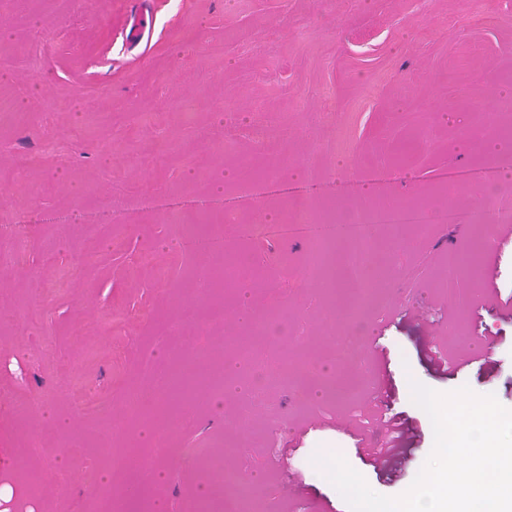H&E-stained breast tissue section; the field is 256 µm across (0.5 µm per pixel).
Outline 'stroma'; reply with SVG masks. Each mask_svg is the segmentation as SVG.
<instances>
[{"label":"stroma","mask_w":512,"mask_h":512,"mask_svg":"<svg viewBox=\"0 0 512 512\" xmlns=\"http://www.w3.org/2000/svg\"><path fill=\"white\" fill-rule=\"evenodd\" d=\"M480 113L512 125V0H0L7 512H240L217 467L188 455L219 443L258 476V512H350L313 457L405 492L434 445L411 381L512 409V247L490 251L512 234L497 220L512 191L453 240L433 202L448 172L512 173V144ZM269 168L284 188L251 196ZM336 184L348 192L321 195ZM302 190L320 213L428 203V233L393 242L354 318L302 266L304 240L250 231ZM477 241L463 311L442 261ZM267 314L283 333L254 335ZM230 339L260 363L296 354L294 386L202 385L173 399L169 428L155 371L234 366L215 355ZM440 354L471 363L444 375ZM375 406L413 426L392 475L358 451Z\"/></svg>","instance_id":"35a3bbf8"}]
</instances>
